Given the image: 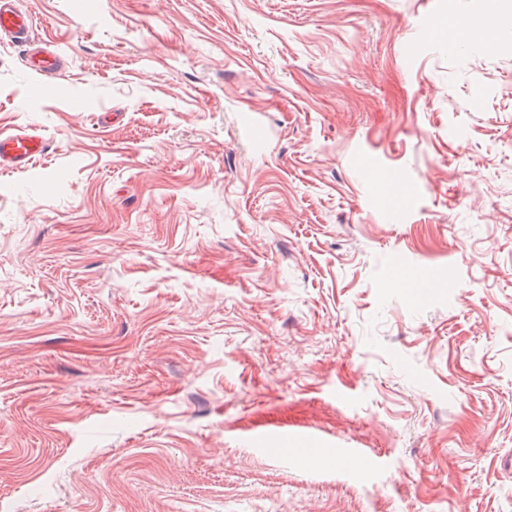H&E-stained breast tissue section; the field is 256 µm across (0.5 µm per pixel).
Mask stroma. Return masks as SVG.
<instances>
[{"label":"stroma","mask_w":512,"mask_h":512,"mask_svg":"<svg viewBox=\"0 0 512 512\" xmlns=\"http://www.w3.org/2000/svg\"><path fill=\"white\" fill-rule=\"evenodd\" d=\"M18 2L68 66L0 40L52 142L0 171V512H512L484 0Z\"/></svg>","instance_id":"obj_1"}]
</instances>
